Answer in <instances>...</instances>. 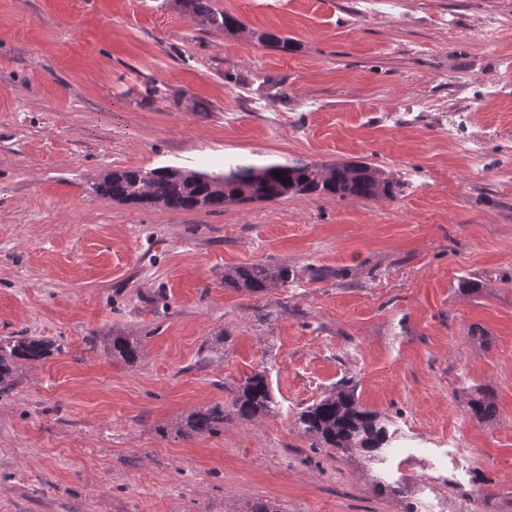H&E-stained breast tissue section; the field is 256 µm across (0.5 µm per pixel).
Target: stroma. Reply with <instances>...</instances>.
I'll use <instances>...</instances> for the list:
<instances>
[{
    "mask_svg": "<svg viewBox=\"0 0 512 512\" xmlns=\"http://www.w3.org/2000/svg\"><path fill=\"white\" fill-rule=\"evenodd\" d=\"M214 6L243 30L180 0H0V337L59 346L0 393V512H512V0ZM296 157L371 162L404 192L178 212L90 189ZM256 263L296 278L225 287ZM112 334L139 363L92 342ZM258 371L275 413L157 434ZM344 380L399 429L383 466L295 427ZM182 3L206 25L222 29L228 35H234L242 27L239 19L216 9L212 0H182ZM97 341L105 352L126 363L133 364L141 356V344L137 337L116 334L115 336H97ZM469 418L482 423L494 419L498 408L493 396L485 389L475 390L466 403Z\"/></svg>",
    "mask_w": 512,
    "mask_h": 512,
    "instance_id": "35a3bbf8",
    "label": "stroma"
}]
</instances>
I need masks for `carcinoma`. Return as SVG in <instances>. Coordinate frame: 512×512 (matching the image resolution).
Here are the masks:
<instances>
[{
    "label": "carcinoma",
    "mask_w": 512,
    "mask_h": 512,
    "mask_svg": "<svg viewBox=\"0 0 512 512\" xmlns=\"http://www.w3.org/2000/svg\"><path fill=\"white\" fill-rule=\"evenodd\" d=\"M183 5L206 25L233 35L242 27L234 16L214 7L213 0H182ZM268 48L288 53L295 42L288 36L263 32L258 36ZM280 172L275 176L274 172ZM403 183L366 162L317 165L302 158L255 166L230 162L222 173L161 167L149 171L128 168L113 171L92 184L94 194L124 204L158 205L172 211L219 210L228 201H276L290 194L337 196L362 199H396ZM294 271L286 266L252 264L224 273V287L262 294L273 285L293 282ZM96 340L112 357L133 364L141 356L140 340L134 336H98ZM58 347L37 336L0 338V392L12 389L19 369L47 359ZM229 405L242 422H251L273 412L277 401L266 373H255L230 391ZM469 418L482 423L494 419L498 408L485 389L471 394L466 403ZM224 405L194 410L172 423L169 431L190 438L214 434L224 427ZM296 428L312 440L315 448L356 451L368 462L387 461L397 430L391 420L360 403L353 386L346 383L297 413Z\"/></svg>",
    "instance_id": "cac0c4a2"
}]
</instances>
